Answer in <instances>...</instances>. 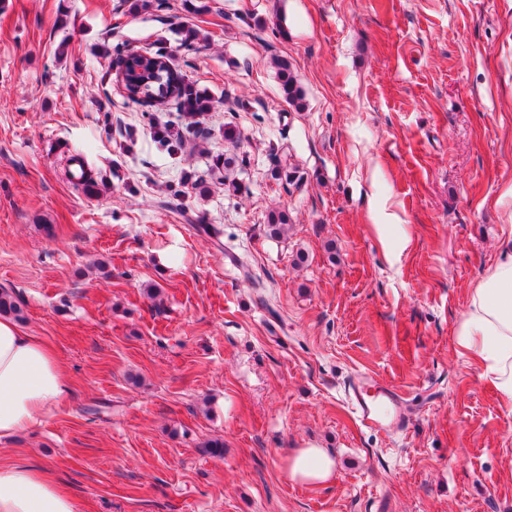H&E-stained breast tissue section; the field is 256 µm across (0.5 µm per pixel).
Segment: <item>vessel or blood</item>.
<instances>
[{"instance_id": "1", "label": "vessel or blood", "mask_w": 512, "mask_h": 512, "mask_svg": "<svg viewBox=\"0 0 512 512\" xmlns=\"http://www.w3.org/2000/svg\"><path fill=\"white\" fill-rule=\"evenodd\" d=\"M347 395L360 423L370 430L401 429L409 422V407L401 393L369 376L356 375Z\"/></svg>"}]
</instances>
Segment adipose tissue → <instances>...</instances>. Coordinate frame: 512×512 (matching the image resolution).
Listing matches in <instances>:
<instances>
[{
  "instance_id": "adipose-tissue-1",
  "label": "adipose tissue",
  "mask_w": 512,
  "mask_h": 512,
  "mask_svg": "<svg viewBox=\"0 0 512 512\" xmlns=\"http://www.w3.org/2000/svg\"><path fill=\"white\" fill-rule=\"evenodd\" d=\"M512 411V223L501 229L497 261L474 283L452 337ZM64 365L43 338L8 316L0 317V442L16 439L66 399ZM291 482L316 486L336 477L328 449L312 444L288 460ZM0 512H79L51 468L16 463L0 467Z\"/></svg>"
}]
</instances>
